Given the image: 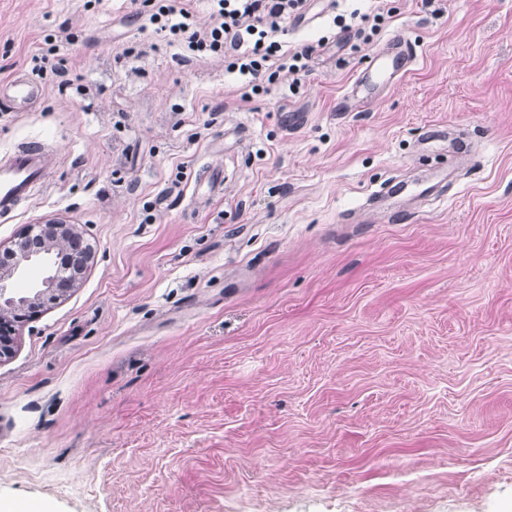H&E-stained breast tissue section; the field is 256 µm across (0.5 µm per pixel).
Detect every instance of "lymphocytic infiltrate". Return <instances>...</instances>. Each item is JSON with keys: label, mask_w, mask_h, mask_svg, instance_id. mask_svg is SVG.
Masks as SVG:
<instances>
[{"label": "lymphocytic infiltrate", "mask_w": 512, "mask_h": 512, "mask_svg": "<svg viewBox=\"0 0 512 512\" xmlns=\"http://www.w3.org/2000/svg\"><path fill=\"white\" fill-rule=\"evenodd\" d=\"M149 22L168 44L228 58L229 71L243 77L240 98L251 101L266 83L300 81L309 73L313 46H289L277 38L288 21L301 18L309 0H210L212 22L196 27L192 0H142Z\"/></svg>", "instance_id": "f902f5d3"}]
</instances>
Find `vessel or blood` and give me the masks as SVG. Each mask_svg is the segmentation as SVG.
Wrapping results in <instances>:
<instances>
[{"instance_id": "1", "label": "vessel or blood", "mask_w": 512, "mask_h": 512, "mask_svg": "<svg viewBox=\"0 0 512 512\" xmlns=\"http://www.w3.org/2000/svg\"><path fill=\"white\" fill-rule=\"evenodd\" d=\"M415 59L411 43L397 41L385 53L372 58L357 84L366 91L388 84L408 73ZM44 93V86L25 73H16L0 81V100L7 102L14 112L28 108L32 100ZM46 174L47 160L42 143L31 141L17 147L8 162L0 164V217L13 214L17 206L31 196L34 188L44 182Z\"/></svg>"}]
</instances>
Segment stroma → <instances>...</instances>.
I'll return each instance as SVG.
<instances>
[{
  "label": "stroma",
  "mask_w": 512,
  "mask_h": 512,
  "mask_svg": "<svg viewBox=\"0 0 512 512\" xmlns=\"http://www.w3.org/2000/svg\"><path fill=\"white\" fill-rule=\"evenodd\" d=\"M313 0L251 101L131 0H0L9 218L75 225V288L0 362V512H512V0ZM411 71L360 108L390 42ZM347 15L341 14L336 16L335 22L340 28V32L344 34H353L357 39L368 40L369 33H375L384 20V16L381 13L371 14L361 13L358 9H354ZM44 86L25 73H15L0 81L1 101L7 102L12 112H21L30 102L44 95ZM43 145L25 142L9 155L7 164H0V217L10 216L28 199L47 174Z\"/></svg>",
  "instance_id": "35a3bbf8"
}]
</instances>
